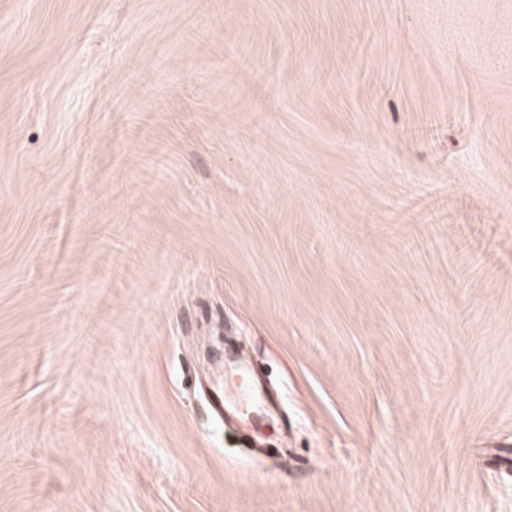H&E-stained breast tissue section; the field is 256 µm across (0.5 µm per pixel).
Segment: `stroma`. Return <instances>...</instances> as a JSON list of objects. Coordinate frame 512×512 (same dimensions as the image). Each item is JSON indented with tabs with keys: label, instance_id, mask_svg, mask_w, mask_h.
Returning <instances> with one entry per match:
<instances>
[{
	"label": "stroma",
	"instance_id": "35a3bbf8",
	"mask_svg": "<svg viewBox=\"0 0 512 512\" xmlns=\"http://www.w3.org/2000/svg\"><path fill=\"white\" fill-rule=\"evenodd\" d=\"M0 512H512V0H0Z\"/></svg>",
	"mask_w": 512,
	"mask_h": 512
}]
</instances>
